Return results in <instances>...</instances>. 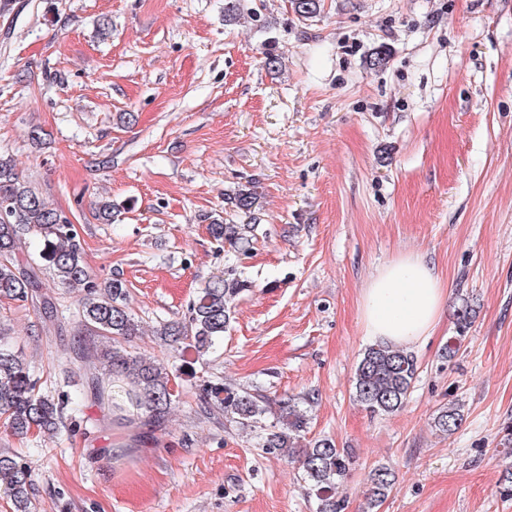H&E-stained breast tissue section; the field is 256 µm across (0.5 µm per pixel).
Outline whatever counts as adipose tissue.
Masks as SVG:
<instances>
[{"label": "adipose tissue", "instance_id": "adipose-tissue-1", "mask_svg": "<svg viewBox=\"0 0 512 512\" xmlns=\"http://www.w3.org/2000/svg\"><path fill=\"white\" fill-rule=\"evenodd\" d=\"M445 297L432 266L406 254L383 266L365 288L361 316L368 336L392 344L431 334Z\"/></svg>", "mask_w": 512, "mask_h": 512}]
</instances>
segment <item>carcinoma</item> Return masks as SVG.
<instances>
[{"label": "carcinoma", "mask_w": 512, "mask_h": 512, "mask_svg": "<svg viewBox=\"0 0 512 512\" xmlns=\"http://www.w3.org/2000/svg\"><path fill=\"white\" fill-rule=\"evenodd\" d=\"M294 12L312 18L321 12L322 0H291ZM256 192L240 189L233 196L236 211L252 215ZM210 236L228 245L229 250L245 255L257 240L258 225L214 222ZM68 292L83 294L76 312L79 326L112 341L103 353L108 376L124 382L118 392L94 376L87 392L97 401L108 398L112 410L131 407L142 417L161 424L180 403L174 375L152 358L124 347L141 332L140 324L127 308L128 289L114 277L101 284L85 262L78 230L70 219L19 174L10 155L0 153V301H31L44 323L64 325L60 305L43 291V280ZM247 282L233 270L214 276L199 288L181 320H165L155 334L172 348L174 357L186 351L195 361L207 363L224 342L230 326L231 301ZM472 306L458 311L456 335L448 340L445 354L459 352L471 324ZM417 374L414 355L387 343L369 346L359 360L354 376L355 399L373 415L392 414L404 406ZM201 408L250 428L258 445L268 454L297 456L309 490L318 500L317 512H344L345 499L340 489L347 483L353 456L335 441L324 437L304 442L309 425L305 404L316 400L307 392L297 398L273 400L265 395L237 390L211 376L198 385ZM83 393L52 396L40 390L25 356L14 349L0 332V417L16 435H54L66 426L65 413L81 412ZM463 421L462 405L439 409L434 427L452 434ZM301 452H296V449ZM394 473L379 466L368 474L367 512L379 506L394 485ZM32 486L29 468L16 458L0 453V492L6 494L15 512H30Z\"/></svg>", "instance_id": "obj_1"}]
</instances>
